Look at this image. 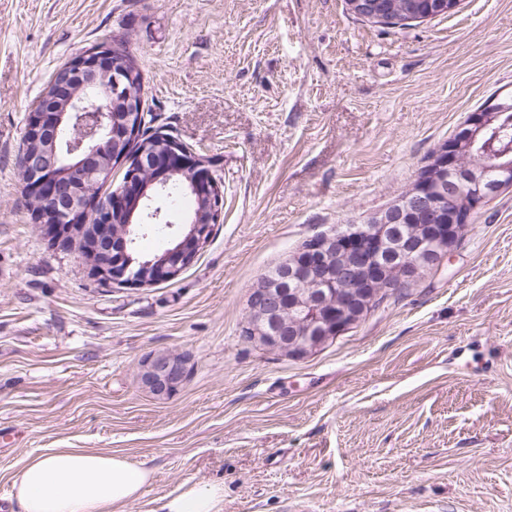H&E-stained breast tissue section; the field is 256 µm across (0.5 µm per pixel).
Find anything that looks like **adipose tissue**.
<instances>
[{
  "mask_svg": "<svg viewBox=\"0 0 512 512\" xmlns=\"http://www.w3.org/2000/svg\"><path fill=\"white\" fill-rule=\"evenodd\" d=\"M153 473L125 456L94 448H54L30 457L13 474L20 512H125ZM224 487L188 481L165 497L161 512H223Z\"/></svg>",
  "mask_w": 512,
  "mask_h": 512,
  "instance_id": "obj_1",
  "label": "adipose tissue"
}]
</instances>
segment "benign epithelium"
Wrapping results in <instances>:
<instances>
[{"mask_svg": "<svg viewBox=\"0 0 512 512\" xmlns=\"http://www.w3.org/2000/svg\"><path fill=\"white\" fill-rule=\"evenodd\" d=\"M358 17L383 20L378 0H349ZM102 83L112 97V111H97L81 90ZM137 71L110 45L87 49L62 67L52 82L49 108L37 101L28 113L22 139L40 150L24 151L26 197L51 204L35 213L53 247L73 246L92 278L103 285L148 287L177 278L192 265L210 239L223 211L221 172L174 138L167 148L143 145L127 159L118 155L127 142L142 140V112ZM504 111L498 97L471 113L459 134L440 145L412 186L366 224L332 228L305 240L279 262L282 285L266 276L251 289L247 327L264 346L304 357L358 324L372 304L439 265L468 226L486 197L475 189L476 171L466 173L460 158L472 151L476 137L490 131ZM498 190L512 187V160L495 164ZM122 181L111 198L93 197L85 184ZM183 179L196 209L181 222L170 220L168 189ZM163 225L168 246L144 256L136 237ZM397 224L412 226L397 254L382 257ZM190 376L184 355L154 353L139 365L142 386L155 398L173 396Z\"/></svg>", "mask_w": 512, "mask_h": 512, "instance_id": "7a95c632", "label": "benign epithelium"}]
</instances>
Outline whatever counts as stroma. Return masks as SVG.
Masks as SVG:
<instances>
[{"label": "stroma", "mask_w": 512, "mask_h": 512, "mask_svg": "<svg viewBox=\"0 0 512 512\" xmlns=\"http://www.w3.org/2000/svg\"><path fill=\"white\" fill-rule=\"evenodd\" d=\"M99 44L139 65L153 128L224 176L197 260L149 287L49 247L18 179L29 108ZM495 93L512 0L382 27L346 0H0V498L32 456L147 465L127 512L188 480L224 512H512V189L443 263L296 359L245 338L251 289L311 236L365 223ZM183 353L166 400L140 361Z\"/></svg>", "instance_id": "35a3bbf8"}]
</instances>
